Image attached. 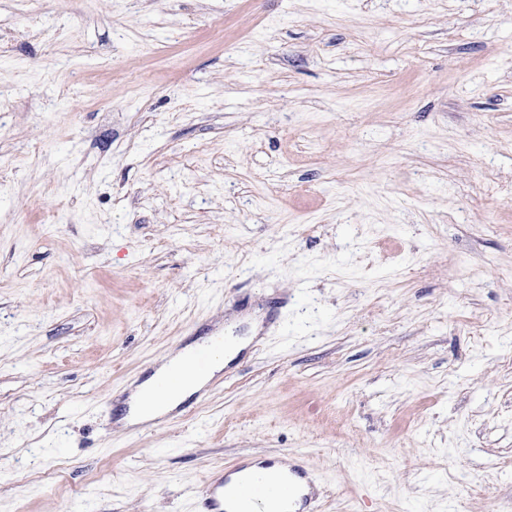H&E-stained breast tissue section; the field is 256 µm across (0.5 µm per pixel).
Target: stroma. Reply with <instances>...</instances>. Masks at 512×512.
Segmentation results:
<instances>
[{"instance_id": "stroma-1", "label": "stroma", "mask_w": 512, "mask_h": 512, "mask_svg": "<svg viewBox=\"0 0 512 512\" xmlns=\"http://www.w3.org/2000/svg\"><path fill=\"white\" fill-rule=\"evenodd\" d=\"M270 457L321 512H512V0H0V512ZM216 339L223 340L224 348L213 355L218 349L213 345L207 349L205 346L200 348L199 355L195 361V368L199 372L190 374L186 383H184V373L181 370H173L160 379L172 369L186 366L194 355L195 345H188L183 349L171 354L159 367L155 369L153 374L141 383L135 393L131 396L132 411L130 416L122 419L125 426H134L142 423L150 422L160 413L155 405L156 398L153 395L157 380L156 390L163 393H173L165 399L164 412H170L185 402L193 394L201 391L224 367L233 361L239 353L248 345V341L238 338H226V336H211L210 341ZM211 358L209 366L205 372H200L206 367L207 360ZM183 385V387H182ZM182 387V388H181ZM181 388L180 391H178ZM178 391V392H176ZM176 392V393H174Z\"/></svg>"}]
</instances>
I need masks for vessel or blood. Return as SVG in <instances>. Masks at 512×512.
I'll return each instance as SVG.
<instances>
[{
    "label": "vessel or blood",
    "instance_id": "vessel-or-blood-1",
    "mask_svg": "<svg viewBox=\"0 0 512 512\" xmlns=\"http://www.w3.org/2000/svg\"><path fill=\"white\" fill-rule=\"evenodd\" d=\"M307 470L298 464L289 467L284 474L255 475L244 482L233 479L232 472H225L207 484L202 492L207 512H228L229 500L242 504L272 503L289 512H318L316 494L304 492L302 482Z\"/></svg>",
    "mask_w": 512,
    "mask_h": 512
}]
</instances>
